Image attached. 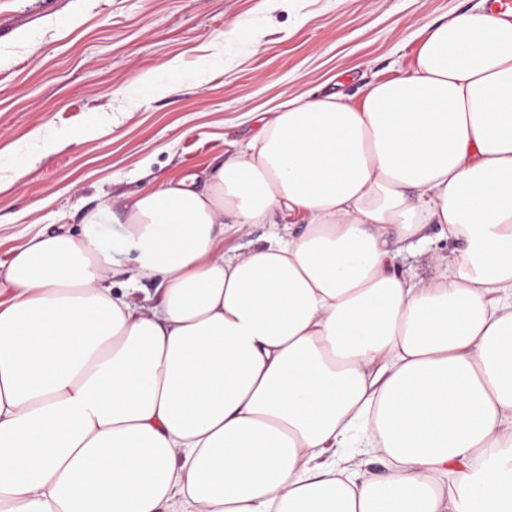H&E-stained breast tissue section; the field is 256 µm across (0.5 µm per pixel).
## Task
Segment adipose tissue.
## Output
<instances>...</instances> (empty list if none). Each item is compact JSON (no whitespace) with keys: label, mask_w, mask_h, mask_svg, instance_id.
Returning <instances> with one entry per match:
<instances>
[{"label":"adipose tissue","mask_w":512,"mask_h":512,"mask_svg":"<svg viewBox=\"0 0 512 512\" xmlns=\"http://www.w3.org/2000/svg\"><path fill=\"white\" fill-rule=\"evenodd\" d=\"M103 216L0 261V512H512L511 11L425 25L360 101L288 99L119 238ZM429 224L461 249L398 273ZM269 231V226L265 224H254L242 236L229 237L224 241L225 251L232 248H246L249 244H262Z\"/></svg>","instance_id":"1"}]
</instances>
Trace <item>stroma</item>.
Instances as JSON below:
<instances>
[{"label": "stroma", "instance_id": "35a3bbf8", "mask_svg": "<svg viewBox=\"0 0 512 512\" xmlns=\"http://www.w3.org/2000/svg\"><path fill=\"white\" fill-rule=\"evenodd\" d=\"M476 2L0 0V260L27 232L76 233L106 199L213 171L288 98L360 100L410 70L424 23Z\"/></svg>", "mask_w": 512, "mask_h": 512}]
</instances>
